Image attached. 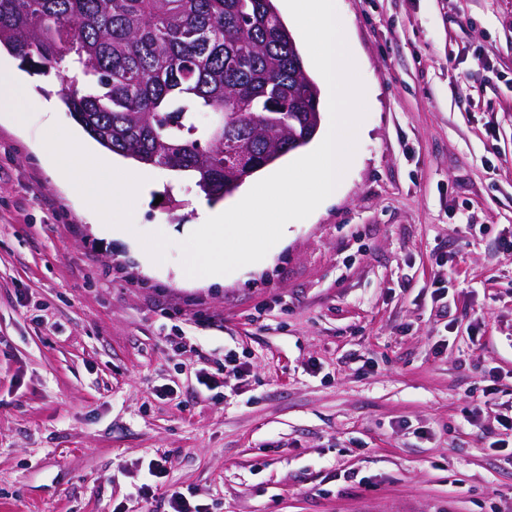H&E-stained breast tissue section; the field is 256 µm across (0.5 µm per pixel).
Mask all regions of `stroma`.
I'll use <instances>...</instances> for the list:
<instances>
[{"label": "stroma", "instance_id": "35a3bbf8", "mask_svg": "<svg viewBox=\"0 0 512 512\" xmlns=\"http://www.w3.org/2000/svg\"><path fill=\"white\" fill-rule=\"evenodd\" d=\"M336 6L367 109L341 188L209 288L177 281L193 179L136 199L175 242L145 273L54 178L44 134L77 123L18 63L39 90L0 117V512H163L171 488L205 512H512V0Z\"/></svg>", "mask_w": 512, "mask_h": 512}]
</instances>
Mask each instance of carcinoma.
Wrapping results in <instances>:
<instances>
[{
  "label": "carcinoma",
  "mask_w": 512,
  "mask_h": 512,
  "mask_svg": "<svg viewBox=\"0 0 512 512\" xmlns=\"http://www.w3.org/2000/svg\"><path fill=\"white\" fill-rule=\"evenodd\" d=\"M2 48L55 73L103 148L186 173L210 201L238 188L225 153L262 169L319 111L275 0H0Z\"/></svg>",
  "instance_id": "obj_1"
}]
</instances>
